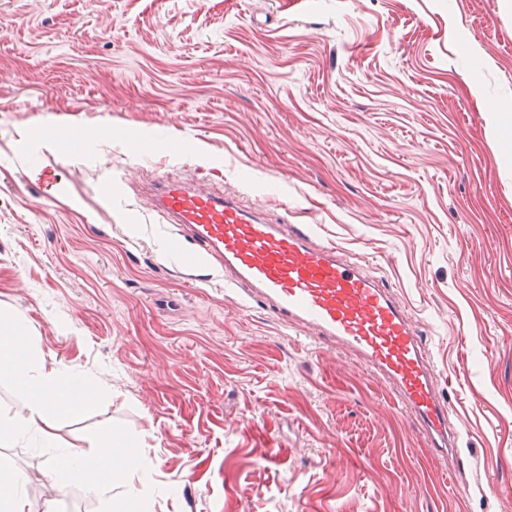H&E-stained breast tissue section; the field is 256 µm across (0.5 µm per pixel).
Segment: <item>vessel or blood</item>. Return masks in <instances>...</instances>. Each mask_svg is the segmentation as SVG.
Returning a JSON list of instances; mask_svg holds the SVG:
<instances>
[{
    "label": "vessel or blood",
    "mask_w": 512,
    "mask_h": 512,
    "mask_svg": "<svg viewBox=\"0 0 512 512\" xmlns=\"http://www.w3.org/2000/svg\"><path fill=\"white\" fill-rule=\"evenodd\" d=\"M150 206L187 239L181 263L204 258L240 292L243 308L270 311L284 328L352 356L414 415L432 459L458 457L452 406L438 388L431 348L414 317L383 281L323 241L312 225L277 221L170 173L151 183Z\"/></svg>",
    "instance_id": "obj_1"
}]
</instances>
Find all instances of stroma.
<instances>
[{
    "label": "stroma",
    "mask_w": 512,
    "mask_h": 512,
    "mask_svg": "<svg viewBox=\"0 0 512 512\" xmlns=\"http://www.w3.org/2000/svg\"><path fill=\"white\" fill-rule=\"evenodd\" d=\"M199 171L393 286L461 461L356 360L179 264L138 189ZM0 310L104 389L56 442L127 427L146 512H512V0H0ZM47 458L0 447L40 474L33 512H102Z\"/></svg>",
    "instance_id": "stroma-1"
}]
</instances>
